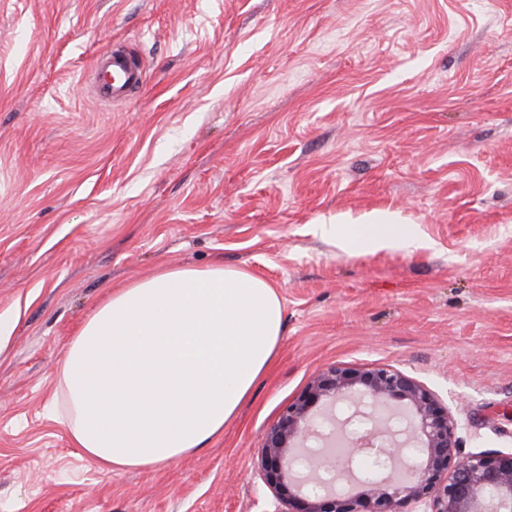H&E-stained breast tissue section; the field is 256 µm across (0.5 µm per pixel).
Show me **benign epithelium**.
<instances>
[{
	"label": "benign epithelium",
	"mask_w": 512,
	"mask_h": 512,
	"mask_svg": "<svg viewBox=\"0 0 512 512\" xmlns=\"http://www.w3.org/2000/svg\"><path fill=\"white\" fill-rule=\"evenodd\" d=\"M344 404L371 427L344 435L343 456L317 454L335 430L317 410ZM458 422L422 381L390 364L316 372L267 428L257 469L275 512H512V451L458 452ZM390 467L353 482L355 463Z\"/></svg>",
	"instance_id": "benign-epithelium-1"
}]
</instances>
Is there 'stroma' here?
<instances>
[{"mask_svg": "<svg viewBox=\"0 0 512 512\" xmlns=\"http://www.w3.org/2000/svg\"><path fill=\"white\" fill-rule=\"evenodd\" d=\"M141 61L118 101L107 48ZM400 211L419 246L334 239ZM246 269L275 365L203 451L106 473L53 410L77 325L160 265ZM0 512H271L263 431L393 364L512 450V0H0Z\"/></svg>", "mask_w": 512, "mask_h": 512, "instance_id": "1", "label": "stroma"}]
</instances>
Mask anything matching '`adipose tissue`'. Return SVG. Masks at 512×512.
<instances>
[{
	"label": "adipose tissue",
	"mask_w": 512,
	"mask_h": 512,
	"mask_svg": "<svg viewBox=\"0 0 512 512\" xmlns=\"http://www.w3.org/2000/svg\"><path fill=\"white\" fill-rule=\"evenodd\" d=\"M336 221L374 252L396 241L402 219L380 210ZM282 333L276 288L242 268L164 265L108 291L61 368L75 444L106 473L201 451L236 416Z\"/></svg>",
	"instance_id": "adipose-tissue-1"
}]
</instances>
